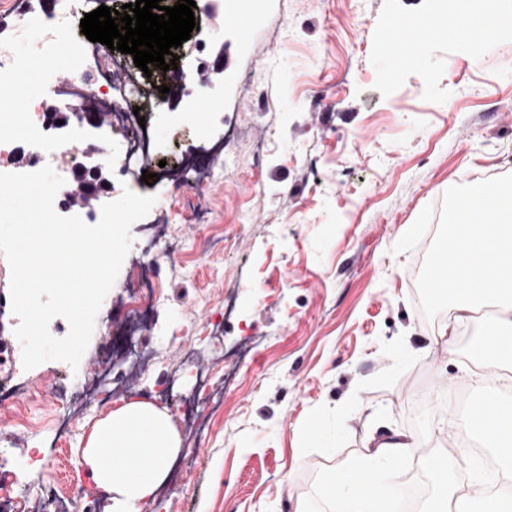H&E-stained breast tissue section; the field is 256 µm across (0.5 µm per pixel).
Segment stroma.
Wrapping results in <instances>:
<instances>
[{
  "label": "stroma",
  "mask_w": 512,
  "mask_h": 512,
  "mask_svg": "<svg viewBox=\"0 0 512 512\" xmlns=\"http://www.w3.org/2000/svg\"><path fill=\"white\" fill-rule=\"evenodd\" d=\"M195 2L206 43L177 65L190 76L184 97L205 98L199 119L209 139L162 119L173 101L140 68L118 75L157 114L147 151L110 169L111 196L128 189L157 201L131 228L78 367L19 370V319L0 255V383L19 392L16 411H0V451L35 448L44 459L33 478L0 491V512H38L43 486L74 484L83 491L69 512H108L107 494L81 467L82 435L111 403L148 398L168 381L174 392L191 390L192 374L169 379L180 346L158 336L173 326L195 345L198 367L241 351L246 359L229 383H216L220 406L203 430L170 405L187 452L140 512H296L301 502L323 512L321 483L371 454L373 436L389 430L421 442L394 466L409 489L427 448L448 451L465 439L464 416L486 391L473 373L494 372L470 355L491 309L441 339L448 304L432 297L425 273L456 195L512 182V0H495L501 24L491 38L428 39L399 68L380 39L388 20L451 15L453 0H266L244 29L217 0ZM39 37L20 0H0V48L22 53ZM231 125L265 135L262 163L247 136L223 143ZM200 153L221 171L205 186L194 168ZM146 172L152 183L142 181ZM197 211L209 223H195ZM162 236L186 248L167 257L155 316L134 334L148 358L133 367L110 335L129 321L131 275L153 272L145 244ZM228 305L224 337L210 341ZM106 365L110 404L72 412L68 438L58 439L55 388L79 387ZM305 428L314 439L300 451L295 433Z\"/></svg>",
  "instance_id": "obj_1"
}]
</instances>
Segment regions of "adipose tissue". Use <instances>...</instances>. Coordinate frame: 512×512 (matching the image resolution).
Returning <instances> with one entry per match:
<instances>
[{
	"label": "adipose tissue",
	"mask_w": 512,
	"mask_h": 512,
	"mask_svg": "<svg viewBox=\"0 0 512 512\" xmlns=\"http://www.w3.org/2000/svg\"><path fill=\"white\" fill-rule=\"evenodd\" d=\"M489 208L501 217L492 236L496 252L487 261L477 259L483 239L479 226L457 225L448 240V293L453 299L450 317L441 333L455 335L461 322L479 308H493V320L471 345L472 357L491 361L499 388H512V190L488 196ZM496 393L488 392L481 416L470 419L472 433H491L498 462L494 488H470L454 482L460 457L454 453L431 456L426 464L435 476V490L420 512H512V414L502 415ZM498 411L495 426H487L484 412ZM412 445L401 434L377 440L372 455L353 461L320 488L327 512H392L399 488L387 467L400 460ZM181 439L166 409L146 400H133L112 409L84 436L81 464L98 488L111 496L110 512H140L166 480L182 453Z\"/></svg>",
	"instance_id": "obj_1"
}]
</instances>
